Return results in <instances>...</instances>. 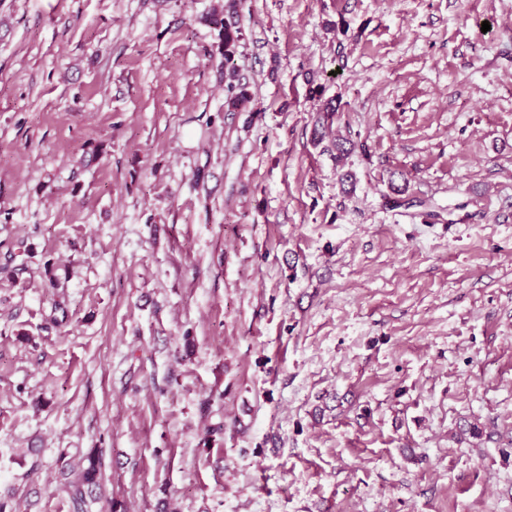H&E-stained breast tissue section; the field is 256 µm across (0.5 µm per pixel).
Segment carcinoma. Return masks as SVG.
Wrapping results in <instances>:
<instances>
[{
  "instance_id": "1",
  "label": "carcinoma",
  "mask_w": 512,
  "mask_h": 512,
  "mask_svg": "<svg viewBox=\"0 0 512 512\" xmlns=\"http://www.w3.org/2000/svg\"><path fill=\"white\" fill-rule=\"evenodd\" d=\"M244 2L246 0H230V3L224 9V13H215L210 18V23L218 31V50L224 58L227 106L233 110L250 98L249 86L241 81L235 62L237 50L243 38V29L240 25V8L243 7ZM87 461V466L71 469L75 478L65 485L74 512H84L86 489L97 483L98 465L91 456L87 457Z\"/></svg>"
}]
</instances>
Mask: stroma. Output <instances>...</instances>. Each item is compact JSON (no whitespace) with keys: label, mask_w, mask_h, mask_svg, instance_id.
Segmentation results:
<instances>
[{"label":"stroma","mask_w":512,"mask_h":512,"mask_svg":"<svg viewBox=\"0 0 512 512\" xmlns=\"http://www.w3.org/2000/svg\"><path fill=\"white\" fill-rule=\"evenodd\" d=\"M224 3L0 0V503L512 512V0ZM223 14H213L210 23L218 31V50L224 58V74L226 84V102L230 109H237L240 104L250 98L249 86L242 82L235 62L243 29L240 25V8L246 0H230ZM87 467H79L77 470L75 467L70 469V472L75 474V478L69 481L65 485V489L69 495L70 502L74 509V512H84L86 506V491L89 487L96 485L98 479V465L92 456H88Z\"/></svg>","instance_id":"stroma-1"}]
</instances>
